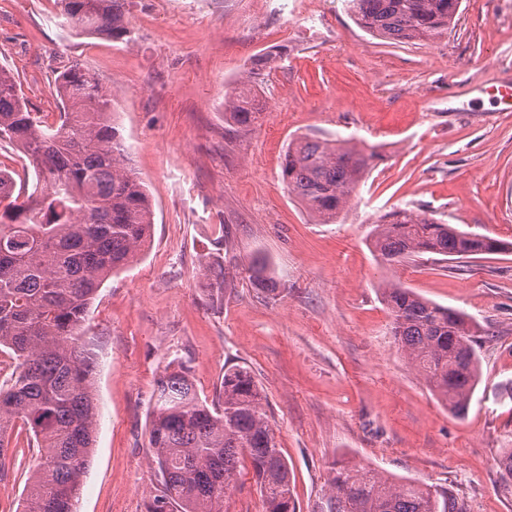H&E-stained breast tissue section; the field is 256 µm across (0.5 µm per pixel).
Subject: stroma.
I'll return each instance as SVG.
<instances>
[{
	"mask_svg": "<svg viewBox=\"0 0 512 512\" xmlns=\"http://www.w3.org/2000/svg\"><path fill=\"white\" fill-rule=\"evenodd\" d=\"M130 43L60 26L54 0H0V66L33 112L78 62L114 99L130 167L154 209L151 244L98 290L84 323L98 422L75 512H146L158 489L149 427L158 379L187 369L208 402L248 368L288 460L298 512H318L335 462L446 493L457 512H512L497 466L512 447V250L380 263L369 232L392 207L512 243V112L476 81L512 82V0H461L451 33L370 36L345 0H125ZM271 53L262 75L252 58ZM253 86L265 111L224 129V94ZM350 139L381 158L336 223L317 224L281 180L290 140ZM222 248H215V238ZM265 256L280 284L212 299L202 265ZM480 327V383L452 415L399 351L387 282ZM0 512H16L36 451L10 441ZM226 512H263L242 459Z\"/></svg>",
	"mask_w": 512,
	"mask_h": 512,
	"instance_id": "35a3bbf8",
	"label": "stroma"
}]
</instances>
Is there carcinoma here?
Masks as SVG:
<instances>
[{
  "mask_svg": "<svg viewBox=\"0 0 512 512\" xmlns=\"http://www.w3.org/2000/svg\"><path fill=\"white\" fill-rule=\"evenodd\" d=\"M355 22L372 36L398 42L433 40L451 31L460 0H347ZM60 25L130 42L124 0H60ZM64 105L58 123L28 110L14 76L0 67V140L14 144L36 174L33 191L0 166V355L15 363L0 383V481L9 438L26 433L37 448L20 512H74L96 430L93 362L83 325L99 288L133 263L154 224L147 190L124 165L125 147L112 116V95L74 64L56 80ZM264 106L248 86L224 94V126L258 125ZM378 152L350 140L298 138L284 153L281 177L318 224H333L372 168ZM386 264L424 254L467 258L509 249L423 212L399 208L370 232ZM269 261L257 256L249 280L276 297ZM383 296L391 333L408 363L458 418L468 413L480 377L476 331L463 312L389 284ZM250 458L264 512H297L288 462L251 372L224 371V400L201 399L188 371L163 376L150 428L159 493L147 512H224L239 455ZM512 490V448L498 458ZM321 512H448V499L411 479L361 466L340 467Z\"/></svg>",
  "mask_w": 512,
  "mask_h": 512,
  "instance_id": "obj_1",
  "label": "carcinoma"
}]
</instances>
